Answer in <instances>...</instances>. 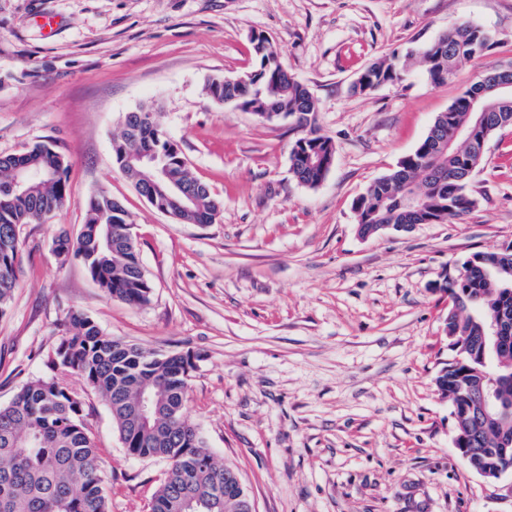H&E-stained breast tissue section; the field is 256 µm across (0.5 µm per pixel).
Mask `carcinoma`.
<instances>
[{
    "label": "carcinoma",
    "instance_id": "carcinoma-1",
    "mask_svg": "<svg viewBox=\"0 0 512 512\" xmlns=\"http://www.w3.org/2000/svg\"><path fill=\"white\" fill-rule=\"evenodd\" d=\"M483 32L463 23L425 46L404 54L391 53L361 72L364 84L354 91L368 94L404 81L409 62L418 60L432 81L444 83L460 64L484 55ZM255 67L243 81L229 86L224 78L208 80L206 91L217 103L236 106L261 103L253 114L265 121L267 105L305 131L309 154L291 158L292 171L304 185L315 187L327 175L317 156L334 149L332 140L311 127L316 104L301 82L281 73V62L268 40L252 39ZM490 71L477 80L448 109L438 114L416 149L388 174L376 179L353 201L357 223L366 229L377 224L395 228L411 224L452 221L474 204L471 174L483 163L484 151L472 140L456 139L459 128L475 122L469 96L480 95L479 107L489 126L498 132L512 127V97L487 92ZM141 107L125 116L113 140V159L134 187L154 196L179 222L211 224L220 202L209 185L193 176L177 142L155 123L140 121ZM154 150L164 159L176 192L163 194L141 178L140 169L126 166L130 152ZM37 171L26 190L11 189L15 171ZM69 162L48 145L36 144L20 155L0 157V317L7 315L21 264L20 238L14 230L37 224L45 213L64 208L68 199ZM190 195L196 203L183 210ZM123 203L100 192L89 200L79 235L60 234L56 252L80 259L91 279L107 296L130 304L149 300L152 284L141 265L136 240ZM476 260L446 282L457 310L448 314V335L475 336L478 317L501 308L512 309V255L503 251L474 253ZM195 353L179 356L157 353L139 344L105 335L96 322L75 310L69 326L45 360L46 372L22 384L12 400L0 405V512H109L107 483L99 467L100 448L87 421L86 395L95 394L107 406L127 454L165 462L164 478L153 493L149 512H178L182 501L189 512H254L251 498L230 492L238 472L224 465L205 446L198 428L185 415L188 382L184 365ZM435 378L438 392L458 408L457 431L474 438L467 445L468 461L483 462L503 473L512 472V349L492 355L486 363L465 350ZM499 377L504 402L485 415L482 406L466 395L464 381L476 382L484 372ZM81 378L85 390L62 383L58 374ZM155 404L146 424L130 418L141 396Z\"/></svg>",
    "mask_w": 512,
    "mask_h": 512
}]
</instances>
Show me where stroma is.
<instances>
[{
    "label": "stroma",
    "instance_id": "1",
    "mask_svg": "<svg viewBox=\"0 0 512 512\" xmlns=\"http://www.w3.org/2000/svg\"><path fill=\"white\" fill-rule=\"evenodd\" d=\"M463 23L496 44L447 84L417 65L354 92L382 55ZM256 34L312 92L315 126L334 143L316 187L292 173V122H260L206 92L208 78L253 69ZM510 61L512 0H0V156L46 144L70 162L66 206L20 231L0 405L42 373L76 309L105 335L199 354L186 416L255 512H512L504 484L457 454L434 385L455 356L445 276L512 243V128L489 140L460 220L364 240L353 210L483 70ZM142 106L220 200L213 223L173 221L114 164L112 140ZM100 191L127 209L147 303L105 296L53 249L59 232L77 236ZM86 411L111 512H148L164 463L127 456L95 395Z\"/></svg>",
    "mask_w": 512,
    "mask_h": 512
}]
</instances>
